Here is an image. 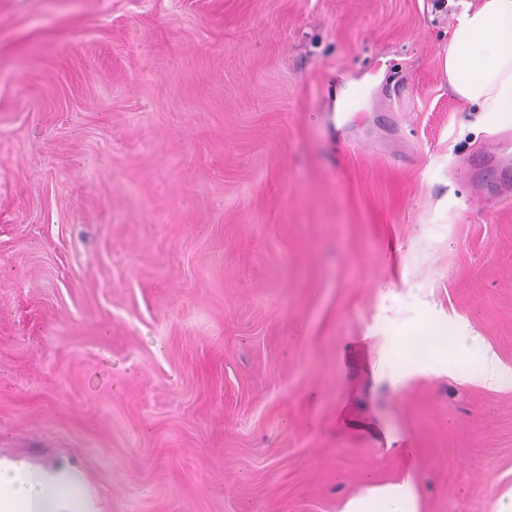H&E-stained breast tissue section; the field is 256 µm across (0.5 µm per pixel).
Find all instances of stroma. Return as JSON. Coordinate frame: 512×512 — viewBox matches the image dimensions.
Instances as JSON below:
<instances>
[{
	"label": "stroma",
	"instance_id": "1",
	"mask_svg": "<svg viewBox=\"0 0 512 512\" xmlns=\"http://www.w3.org/2000/svg\"><path fill=\"white\" fill-rule=\"evenodd\" d=\"M435 0H0V455L104 512L512 493V382L394 390V281L512 375V140L463 133ZM361 107L340 113L347 81ZM464 200L458 211L456 200ZM342 512H418L413 477L408 473L396 483L368 485Z\"/></svg>",
	"mask_w": 512,
	"mask_h": 512
}]
</instances>
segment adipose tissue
<instances>
[{
  "label": "adipose tissue",
  "instance_id": "obj_1",
  "mask_svg": "<svg viewBox=\"0 0 512 512\" xmlns=\"http://www.w3.org/2000/svg\"><path fill=\"white\" fill-rule=\"evenodd\" d=\"M451 3L448 90L472 113L469 130L490 136L512 131V0ZM441 373L488 389L500 388L506 378L497 352L469 322L442 316L429 303L409 340L389 338L379 377L397 390L415 375ZM99 499L70 459L0 456V512H100ZM343 512H418L412 476L366 486Z\"/></svg>",
  "mask_w": 512,
  "mask_h": 512
}]
</instances>
